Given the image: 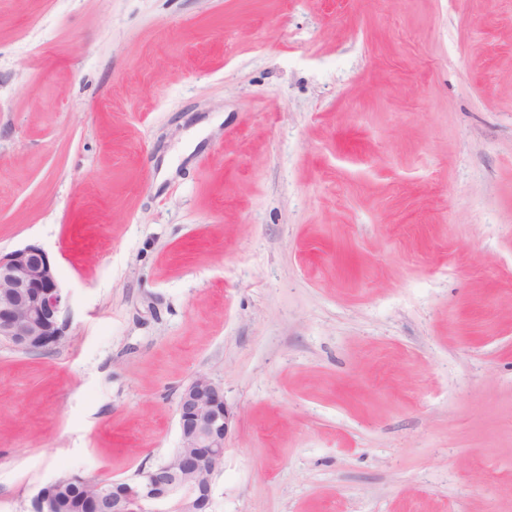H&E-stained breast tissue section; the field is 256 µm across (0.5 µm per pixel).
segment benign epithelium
Wrapping results in <instances>:
<instances>
[{
	"mask_svg": "<svg viewBox=\"0 0 512 512\" xmlns=\"http://www.w3.org/2000/svg\"><path fill=\"white\" fill-rule=\"evenodd\" d=\"M68 297L56 263L40 247L0 253V339L35 352L58 344L68 327ZM181 444L158 469L112 490V512H207L211 482L224 458L229 412L223 388L206 375L183 390Z\"/></svg>",
	"mask_w": 512,
	"mask_h": 512,
	"instance_id": "benign-epithelium-1",
	"label": "benign epithelium"
}]
</instances>
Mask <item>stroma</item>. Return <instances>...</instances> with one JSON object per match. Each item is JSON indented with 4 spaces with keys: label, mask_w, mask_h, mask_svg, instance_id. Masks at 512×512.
I'll return each instance as SVG.
<instances>
[{
    "label": "stroma",
    "mask_w": 512,
    "mask_h": 512,
    "mask_svg": "<svg viewBox=\"0 0 512 512\" xmlns=\"http://www.w3.org/2000/svg\"><path fill=\"white\" fill-rule=\"evenodd\" d=\"M0 512L134 481L197 375L211 512H512V0H0ZM68 322V297L49 255L35 245L0 253V339L41 351L62 340ZM79 479L75 475L59 477L57 479L58 483L54 487L56 481L47 484L38 491L33 498L32 506L39 509L40 512H52L49 502V492L51 490L58 509L56 512H95L94 501L82 500Z\"/></svg>",
    "instance_id": "35a3bbf8"
}]
</instances>
